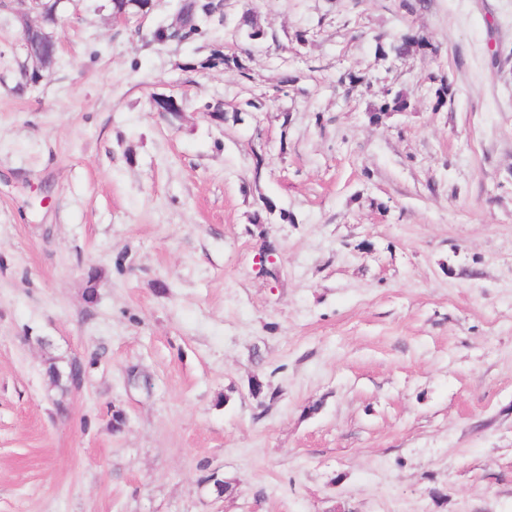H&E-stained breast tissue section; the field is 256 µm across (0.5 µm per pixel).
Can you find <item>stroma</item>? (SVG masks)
<instances>
[{"mask_svg": "<svg viewBox=\"0 0 512 512\" xmlns=\"http://www.w3.org/2000/svg\"><path fill=\"white\" fill-rule=\"evenodd\" d=\"M178 3L64 0L31 90L0 0V512H512V0H224L245 77ZM114 1L118 3H113ZM145 1V5L139 11V1L138 0H112V12L118 8V10H124L129 13H112L113 20L117 23L123 25H135L136 27H143L146 19L151 14L153 10V1L152 0H142ZM139 11V12H138ZM138 12V13H137ZM137 13V14H134ZM134 14V15H130ZM220 64L228 67L233 66L242 74L248 76L247 68L244 67L238 56H227L222 50L216 48L211 49L210 54L206 57L198 59L196 63L193 64V68L198 71H204L212 69Z\"/></svg>", "mask_w": 512, "mask_h": 512, "instance_id": "obj_1", "label": "stroma"}]
</instances>
